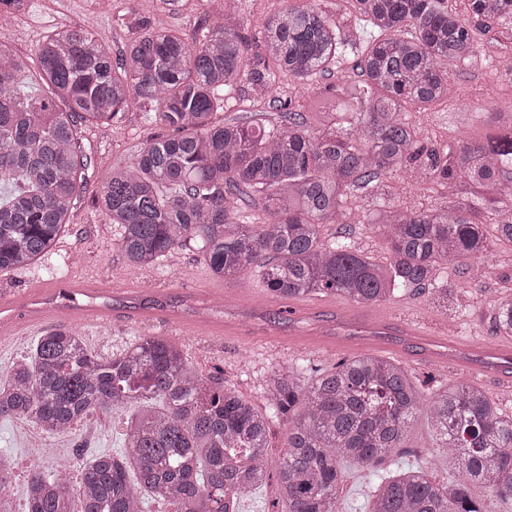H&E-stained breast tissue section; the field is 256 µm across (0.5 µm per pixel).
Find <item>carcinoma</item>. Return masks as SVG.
<instances>
[{
  "mask_svg": "<svg viewBox=\"0 0 512 512\" xmlns=\"http://www.w3.org/2000/svg\"><path fill=\"white\" fill-rule=\"evenodd\" d=\"M30 0H0V18ZM239 0L190 45L158 17L128 12L119 62L88 29L61 28L34 57L0 42V272L20 269L50 249L68 224L84 153L76 119L120 121L141 100L151 120L172 131L148 141L135 159L108 172L98 203L119 230L115 247L129 266L151 265L189 241L223 280L255 269L269 293L297 301L314 293L362 306L409 288L434 285L443 264L478 280L493 248L512 243V113L509 132L488 145L425 144L406 106L425 111L453 93L448 66L475 57L474 30H512V0H469L471 18L448 0H352L336 21L318 0L273 14L262 52L248 56ZM356 59L329 97L293 102L280 88ZM41 81L51 96L21 88ZM266 99L279 120L235 123L218 111L238 84ZM66 103L59 109L53 101ZM357 102L362 110L345 112ZM317 117L308 124L305 113ZM453 189L440 208L382 203L368 223L387 241L378 263L341 235L321 228L346 217L354 192L378 195L386 178ZM259 209L256 223L249 211ZM495 332L512 336V294L496 300ZM260 412L231 389H213L176 344L145 335L119 356L89 352L70 327L39 337L30 356L0 382V418H32L54 434L118 406H132L122 450L55 474L34 471L27 512H239L242 496L268 472L269 425L288 417V442L276 466L278 512H337L341 465L371 471L404 447L425 415L448 476L420 467L377 475L371 512H486L473 489L512 500V416L472 384L419 387L401 365L362 353L320 372L303 387L297 369L275 371ZM13 459L0 455V512L8 505Z\"/></svg>",
  "mask_w": 512,
  "mask_h": 512,
  "instance_id": "carcinoma-1",
  "label": "carcinoma"
}]
</instances>
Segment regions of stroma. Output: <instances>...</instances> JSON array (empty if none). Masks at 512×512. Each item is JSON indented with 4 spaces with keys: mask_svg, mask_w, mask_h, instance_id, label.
Wrapping results in <instances>:
<instances>
[{
    "mask_svg": "<svg viewBox=\"0 0 512 512\" xmlns=\"http://www.w3.org/2000/svg\"><path fill=\"white\" fill-rule=\"evenodd\" d=\"M295 0H242V33L249 53L259 49L265 20ZM146 17L165 13L170 28L184 39H193L198 27L216 20L224 11V0H178L168 7L166 0H30L24 14L0 25V41L11 45L19 54H30L45 35L60 27H86L110 51L120 57L130 35L118 17L127 11ZM507 35L494 29L477 32V60L460 63L449 70L448 80L457 92L456 100L434 105L426 112H411L424 142L453 144L465 139L486 143L500 132L493 116L512 112V82L505 80L493 65L494 58L507 44ZM153 106L141 101L127 109L119 123L96 125L77 120V131L91 160L80 195L70 213V220L51 251L31 265L0 273V291L17 295L34 288L49 287L55 281H98L116 287L111 303L125 306L163 305L166 318L146 325L137 321H108L80 325L79 330L92 354L107 357L120 352L151 333L181 344L189 361L204 377L235 388L256 409L264 407V388L269 374L283 366L302 368L330 366L355 354L370 351L399 360L397 337L382 345L365 337H350L348 343L332 349L313 348L309 334L326 327L342 329L339 311H349L359 318L388 317L418 329L425 338L437 341L438 356L408 361V368L425 384L437 385L451 380L470 382L482 387L508 414L512 415V388L502 385L491 373L476 368L474 358L462 355L464 347L484 343L512 347V337L495 335L487 316L496 296L512 294V281L491 275L472 282L460 267L445 265L440 282L448 290V305L436 306L428 291L411 289L376 308H363L331 295L314 294L309 303L319 305V312L297 311L295 303L280 300L262 285L255 270L243 271L231 280L215 278L196 243L180 247L155 265L141 269L129 267L115 249L117 231L98 206L108 168L133 158L147 141L167 135L168 130L149 119ZM380 200L394 204L423 205L437 208L447 204L448 193L426 184L407 185L401 180H386ZM374 200L352 194L346 208L353 224H327L323 239L350 234L357 247L375 261L385 262L389 253L384 239L364 216L374 207ZM156 285L152 296L138 294L142 284ZM201 320L196 330L186 329V322ZM56 318L25 322L0 341V380L13 362L29 355L35 341L55 326ZM243 326L247 338L218 333V326ZM454 348H447V341ZM129 409L115 408L104 412L103 425L90 427L81 422L65 433L46 436L42 455L29 450L30 428L12 418H0V453L17 459L27 471L50 472L68 458L90 459L112 454L121 448V432ZM406 451L386 457L381 466L397 472L401 463L417 462L429 475L439 478L448 466V451L436 447L425 420H417L407 441ZM339 491V512H370V471L347 464Z\"/></svg>",
    "mask_w": 512,
    "mask_h": 512,
    "instance_id": "35a3bbf8",
    "label": "stroma"
}]
</instances>
